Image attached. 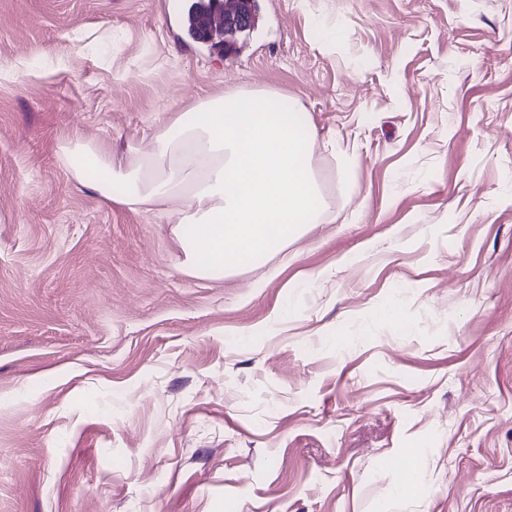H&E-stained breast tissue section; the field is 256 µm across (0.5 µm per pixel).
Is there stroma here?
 Returning <instances> with one entry per match:
<instances>
[{"mask_svg": "<svg viewBox=\"0 0 512 512\" xmlns=\"http://www.w3.org/2000/svg\"><path fill=\"white\" fill-rule=\"evenodd\" d=\"M191 2L0 0V512H512V0H257L233 66ZM240 88L333 219L196 278L57 145ZM210 1L199 3L201 14L195 20L187 19V34L189 38L202 45H209L214 41L216 24L223 25L224 20L220 13H213Z\"/></svg>", "mask_w": 512, "mask_h": 512, "instance_id": "35a3bbf8", "label": "stroma"}]
</instances>
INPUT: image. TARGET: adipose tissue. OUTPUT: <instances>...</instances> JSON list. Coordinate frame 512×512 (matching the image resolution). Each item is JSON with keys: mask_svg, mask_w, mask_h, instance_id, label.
Returning <instances> with one entry per match:
<instances>
[{"mask_svg": "<svg viewBox=\"0 0 512 512\" xmlns=\"http://www.w3.org/2000/svg\"><path fill=\"white\" fill-rule=\"evenodd\" d=\"M316 137L297 101L235 89L160 122L152 150H132L125 168L93 141H61L58 154L77 183L172 223L189 274L220 278L324 223L330 204L311 162Z\"/></svg>", "mask_w": 512, "mask_h": 512, "instance_id": "ef3b65f1", "label": "adipose tissue"}]
</instances>
